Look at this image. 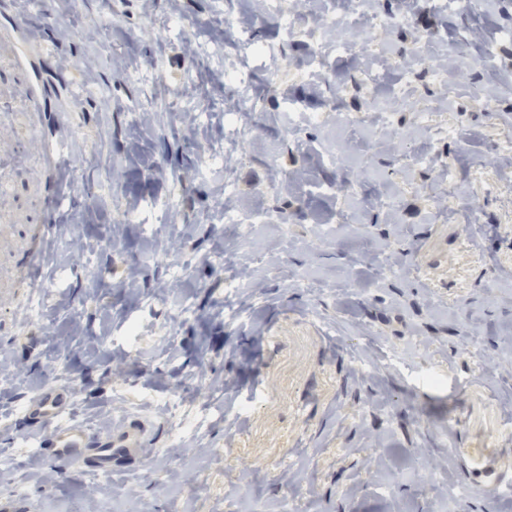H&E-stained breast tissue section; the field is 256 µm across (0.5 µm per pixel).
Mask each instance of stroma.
I'll use <instances>...</instances> for the list:
<instances>
[{"label":"stroma","instance_id":"1","mask_svg":"<svg viewBox=\"0 0 512 512\" xmlns=\"http://www.w3.org/2000/svg\"><path fill=\"white\" fill-rule=\"evenodd\" d=\"M371 6L411 23L355 52L287 37L253 0L232 27L209 0H53V27L0 0V512H512V484L477 488L512 481V0ZM420 32L431 58L496 52L426 87L396 67ZM201 41L260 97L246 141L220 112L141 107L191 72L198 100L226 95ZM368 69L402 89L389 122L354 90ZM52 387L63 424L154 421L148 468L42 457L18 429ZM176 393L187 421L164 410Z\"/></svg>","mask_w":512,"mask_h":512}]
</instances>
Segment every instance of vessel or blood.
Here are the masks:
<instances>
[{
    "label": "vessel or blood",
    "mask_w": 512,
    "mask_h": 512,
    "mask_svg": "<svg viewBox=\"0 0 512 512\" xmlns=\"http://www.w3.org/2000/svg\"><path fill=\"white\" fill-rule=\"evenodd\" d=\"M69 395L61 389H50L27 404L25 413L40 424V453L70 466L82 465L93 457L98 472L142 469L147 465L146 451L150 429L142 420H127L107 438L87 433L81 426L64 428L59 418L69 410Z\"/></svg>",
    "instance_id": "obj_1"
}]
</instances>
